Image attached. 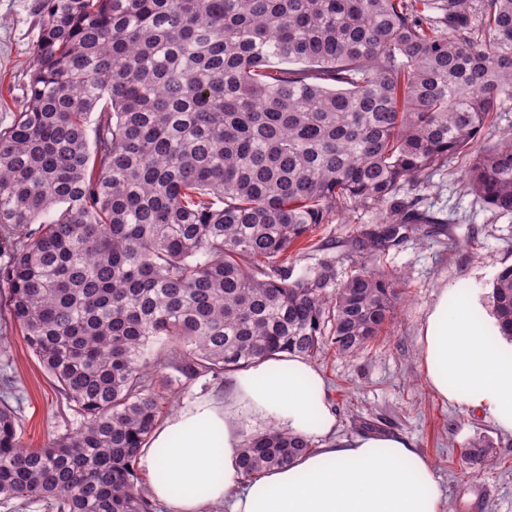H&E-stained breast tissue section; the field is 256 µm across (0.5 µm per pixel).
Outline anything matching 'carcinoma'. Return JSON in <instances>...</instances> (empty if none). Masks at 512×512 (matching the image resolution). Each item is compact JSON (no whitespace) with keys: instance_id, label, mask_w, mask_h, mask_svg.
<instances>
[{"instance_id":"cac0c4a2","label":"carcinoma","mask_w":512,"mask_h":512,"mask_svg":"<svg viewBox=\"0 0 512 512\" xmlns=\"http://www.w3.org/2000/svg\"><path fill=\"white\" fill-rule=\"evenodd\" d=\"M511 97L512 0H41L0 127V286L80 425L25 447L1 378L0 505L156 512L135 466L158 381L374 343L401 278L373 261L331 292L332 262L294 278L279 259L357 208L381 211L383 249L459 158L461 187L512 215V133L479 142ZM492 300L512 338V267ZM312 447L250 435L241 477Z\"/></svg>"}]
</instances>
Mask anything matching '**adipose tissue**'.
<instances>
[{
  "mask_svg": "<svg viewBox=\"0 0 512 512\" xmlns=\"http://www.w3.org/2000/svg\"><path fill=\"white\" fill-rule=\"evenodd\" d=\"M477 294L443 288L420 331L423 375L442 400L512 434V342L478 319ZM317 441L289 466L242 482L243 418ZM323 381L279 355L235 371L223 395L175 410L138 457L167 512H445L428 459L398 435L339 438Z\"/></svg>",
  "mask_w": 512,
  "mask_h": 512,
  "instance_id": "1",
  "label": "adipose tissue"
}]
</instances>
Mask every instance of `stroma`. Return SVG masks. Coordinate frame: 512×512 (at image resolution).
Returning a JSON list of instances; mask_svg holds the SVG:
<instances>
[{
	"instance_id": "stroma-1",
	"label": "stroma",
	"mask_w": 512,
	"mask_h": 512,
	"mask_svg": "<svg viewBox=\"0 0 512 512\" xmlns=\"http://www.w3.org/2000/svg\"><path fill=\"white\" fill-rule=\"evenodd\" d=\"M39 2L0 0L1 126L23 105L39 32ZM433 181L422 204L433 223L409 227L399 243L381 254L382 265L406 282L383 336L353 357L325 345L310 364L324 379L326 399L337 415V436L378 432L406 437L431 461L447 512H512V434L498 430L484 413L439 399L425 383L418 342L442 288L476 292L485 314H492V284L501 269L512 265V216L496 214L465 192L448 168L436 172ZM380 222L378 211L360 208L319 225L311 246L290 255L288 264L299 276L333 261L334 282L342 284L364 262L362 244ZM0 334L5 337L0 365H7L22 397L24 444L42 448L55 436L75 431L78 416L3 313ZM478 436L493 445V465L463 460L464 446Z\"/></svg>"
}]
</instances>
